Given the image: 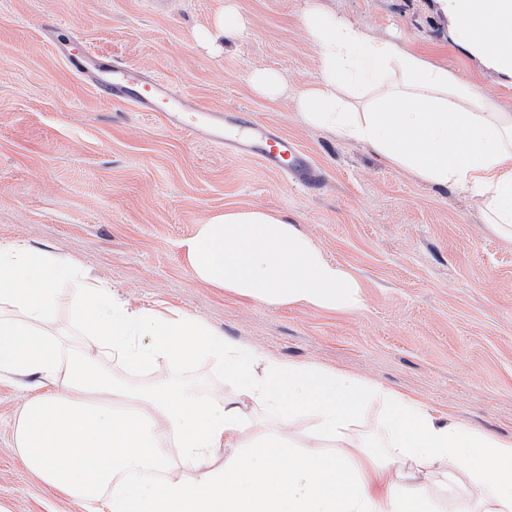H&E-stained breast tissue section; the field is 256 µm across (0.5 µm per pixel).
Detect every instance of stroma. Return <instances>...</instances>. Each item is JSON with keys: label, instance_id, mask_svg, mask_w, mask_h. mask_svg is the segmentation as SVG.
<instances>
[{"label": "stroma", "instance_id": "obj_1", "mask_svg": "<svg viewBox=\"0 0 512 512\" xmlns=\"http://www.w3.org/2000/svg\"><path fill=\"white\" fill-rule=\"evenodd\" d=\"M245 21L224 49L195 32L224 0H0V246L22 243L80 265L130 308L181 312L270 357L372 382L501 440L512 439V241L479 198L442 190L369 148L303 123L298 93L319 76L301 23L309 0H237ZM370 35L425 50L503 109L512 86L448 41L431 0H321ZM116 60L164 80L188 115L242 109L309 155L310 187L237 156L161 113L100 98L77 62ZM279 73L276 99L247 82ZM281 211L361 283L352 313L271 307L200 283L181 247L227 209ZM223 390L209 363L155 374ZM0 380V512H84L28 472L14 418L35 393Z\"/></svg>", "mask_w": 512, "mask_h": 512}]
</instances>
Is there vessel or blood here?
<instances>
[{"label": "vessel or blood", "instance_id": "b4317fda", "mask_svg": "<svg viewBox=\"0 0 512 512\" xmlns=\"http://www.w3.org/2000/svg\"><path fill=\"white\" fill-rule=\"evenodd\" d=\"M104 99L129 104L147 111L157 102H165L164 117L167 126L191 128L193 133L224 146L225 150L251 154L261 159L270 170L310 185L319 183L320 174L297 143L274 132L258 122L249 112H220L202 110L198 125H188L182 107L168 100L166 85L158 78L149 77L124 64H113L107 69L90 65L82 70Z\"/></svg>", "mask_w": 512, "mask_h": 512}]
</instances>
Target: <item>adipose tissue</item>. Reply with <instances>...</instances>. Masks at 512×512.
<instances>
[{"label":"adipose tissue","instance_id":"obj_1","mask_svg":"<svg viewBox=\"0 0 512 512\" xmlns=\"http://www.w3.org/2000/svg\"><path fill=\"white\" fill-rule=\"evenodd\" d=\"M448 39L512 85V0H433ZM320 74L297 98L310 127L367 146L422 181L481 199L512 238V112L447 66L368 35L313 0L303 16ZM195 277L269 306L351 313L358 280L287 215L259 207L208 217L183 244ZM69 285L75 335L49 328ZM205 359L227 393L164 379L137 390L117 378L159 361ZM43 386L21 408L15 446L41 481L86 512H435L427 482L449 471L466 483L444 512H512V441L437 418L421 403L315 365L238 346L206 323L135 310L109 284L67 260L0 246V376ZM380 403L375 437L388 462L354 439L361 412ZM260 406L275 422L245 444ZM311 427L294 451L300 417ZM337 455L323 456L322 441Z\"/></svg>","mask_w":512,"mask_h":512}]
</instances>
